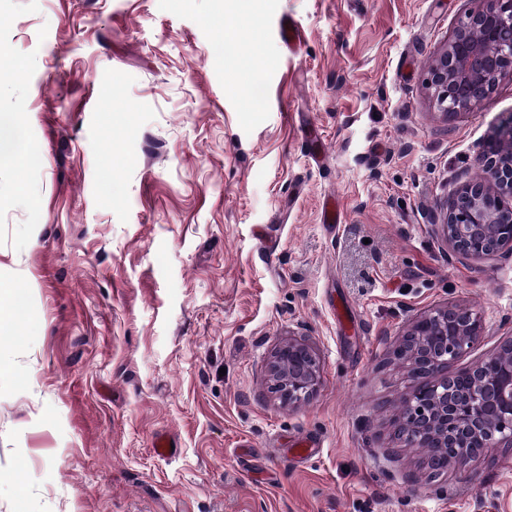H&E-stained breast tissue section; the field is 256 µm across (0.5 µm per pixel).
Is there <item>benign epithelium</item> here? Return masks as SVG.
Segmentation results:
<instances>
[{"label": "benign epithelium", "mask_w": 512, "mask_h": 512, "mask_svg": "<svg viewBox=\"0 0 512 512\" xmlns=\"http://www.w3.org/2000/svg\"><path fill=\"white\" fill-rule=\"evenodd\" d=\"M430 63L427 85L447 116L473 109L507 73L512 75V0H478ZM484 179L460 185L448 204L439 231L452 255L484 259L512 252V115L497 125L481 147ZM481 316L458 305L420 314L397 347L411 389L395 417L408 435L409 448L453 449L448 466L464 470L474 460L467 442L483 440L487 448H512V340L467 369L471 387H457L449 365L482 336ZM272 391L282 403L295 405L319 384V361L312 342L290 337L269 362Z\"/></svg>", "instance_id": "1"}]
</instances>
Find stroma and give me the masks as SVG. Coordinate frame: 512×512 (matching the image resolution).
<instances>
[{"label": "stroma", "instance_id": "stroma-1", "mask_svg": "<svg viewBox=\"0 0 512 512\" xmlns=\"http://www.w3.org/2000/svg\"><path fill=\"white\" fill-rule=\"evenodd\" d=\"M473 6L0 0V512H512V448L432 477L391 428L416 316L480 313L454 372L512 338V253L436 228L512 113L511 75L450 118L425 84ZM272 391L282 403L295 405L308 398L319 384V361L309 339L288 337L269 362Z\"/></svg>", "mask_w": 512, "mask_h": 512}]
</instances>
